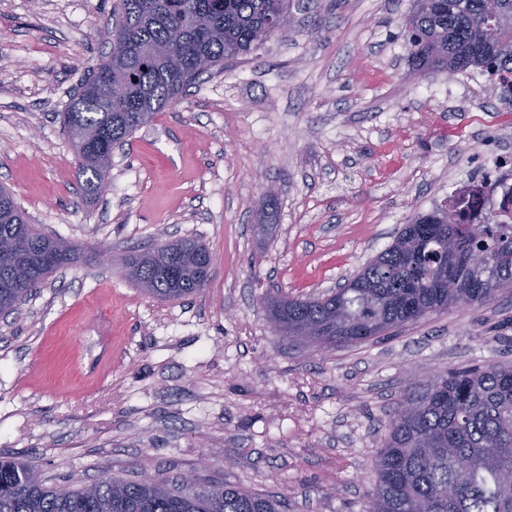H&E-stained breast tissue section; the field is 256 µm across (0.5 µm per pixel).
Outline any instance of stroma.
<instances>
[{
    "instance_id": "35a3bbf8",
    "label": "stroma",
    "mask_w": 512,
    "mask_h": 512,
    "mask_svg": "<svg viewBox=\"0 0 512 512\" xmlns=\"http://www.w3.org/2000/svg\"><path fill=\"white\" fill-rule=\"evenodd\" d=\"M412 4L289 0L281 32L114 148L90 198L61 114L112 49L113 0H0V186L79 254L0 319V453L74 485L199 470L283 512H362L408 382L512 364V290L321 351L257 302L337 288L512 144L479 71L413 77ZM178 238L214 257L196 295L124 277L128 255Z\"/></svg>"
}]
</instances>
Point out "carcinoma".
I'll use <instances>...</instances> for the list:
<instances>
[{
  "instance_id": "1",
  "label": "carcinoma",
  "mask_w": 512,
  "mask_h": 512,
  "mask_svg": "<svg viewBox=\"0 0 512 512\" xmlns=\"http://www.w3.org/2000/svg\"><path fill=\"white\" fill-rule=\"evenodd\" d=\"M112 52L90 67L63 113L87 192L121 144L183 96L204 73L263 43L288 0H115ZM402 28L412 68L423 74L477 69L512 75V0H413ZM110 83L123 93L108 97ZM207 247L169 240L126 260V277L161 301L197 294L209 275ZM74 260L67 242L27 222L0 187V313ZM512 288V223L472 222L459 201L420 214L345 285L325 295L272 299L268 315L285 336L323 349L469 305ZM412 383L390 415L371 460L363 512H512V366L446 370ZM0 512H280L271 496L205 477L104 476L74 487L49 483L29 463L0 458Z\"/></svg>"
}]
</instances>
